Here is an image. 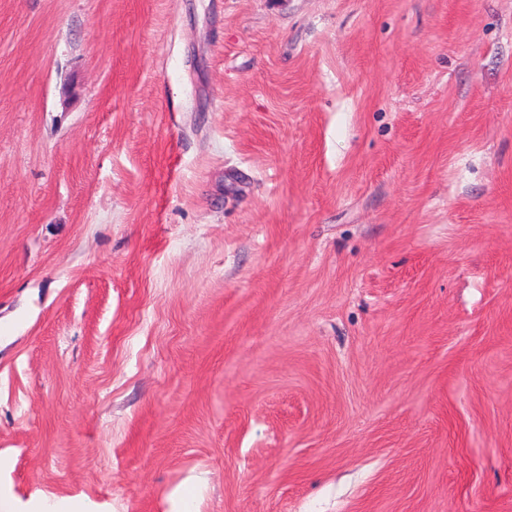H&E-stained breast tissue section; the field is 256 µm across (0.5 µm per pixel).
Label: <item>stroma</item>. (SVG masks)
<instances>
[{
  "instance_id": "1",
  "label": "stroma",
  "mask_w": 512,
  "mask_h": 512,
  "mask_svg": "<svg viewBox=\"0 0 512 512\" xmlns=\"http://www.w3.org/2000/svg\"><path fill=\"white\" fill-rule=\"evenodd\" d=\"M0 512H512V0H0Z\"/></svg>"
}]
</instances>
